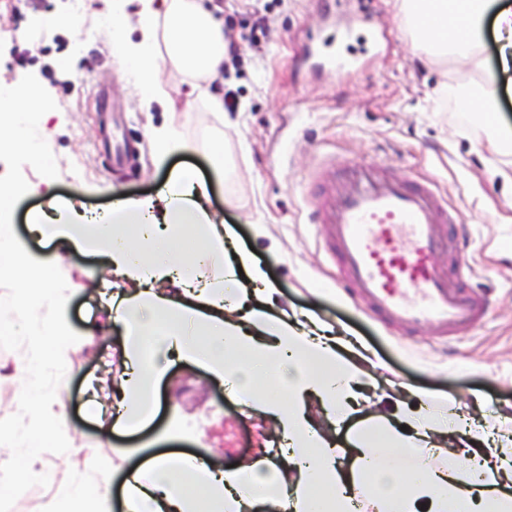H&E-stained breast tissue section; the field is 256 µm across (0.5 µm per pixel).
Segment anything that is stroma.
Listing matches in <instances>:
<instances>
[{
    "instance_id": "stroma-1",
    "label": "stroma",
    "mask_w": 512,
    "mask_h": 512,
    "mask_svg": "<svg viewBox=\"0 0 512 512\" xmlns=\"http://www.w3.org/2000/svg\"><path fill=\"white\" fill-rule=\"evenodd\" d=\"M112 4L84 0L83 25L95 31L84 42L66 26L44 25L67 16V0H0V23L10 27L0 36V85L27 75L31 91L48 88L44 109L53 115L45 162L19 149L0 152V177L19 190L13 234L29 250L58 257L56 285L70 291L73 326L94 330L92 345L68 353L65 377L54 389L69 409L67 448L54 446L51 427L30 401L21 372L28 336L6 331L15 347L0 350V371L8 375L0 381V490L22 466L27 444L50 473L48 485L30 484L12 497L10 512H50L62 489L79 480L100 483L114 465L186 451L220 469L266 457L279 440L271 419L230 398L201 368L177 360L157 385L149 426L104 431L114 416L112 391L123 376L126 344L101 295L108 265L29 231L36 216L57 204L111 216L116 195H154L174 168L210 177L207 143L224 156V182L212 187L209 207L265 268L279 305L332 327L337 340L362 355L365 397L356 413L335 427L318 402L309 403L307 413L322 430L347 444L357 426L381 421L389 398L411 408L423 398L441 401L464 420L512 428V197L500 177L512 174V153L488 147L493 137L512 142V82L499 78L494 118L448 110L454 91H476L477 77L452 58L434 60L418 49L392 0H218L239 60L225 64L212 89L233 90L237 111L211 110L192 81L167 65L159 77L176 89L175 109L147 112L139 90L114 74L117 63L100 28ZM314 47L326 56H354L356 66L345 73L315 66ZM101 89L124 103L119 121L140 148L126 174L113 172L102 148ZM166 124L187 149L162 161L152 132ZM325 155L340 167L374 160L391 175L436 184L461 214L460 223L444 225L453 249L436 263L444 271L473 268L471 286L490 294L480 328L448 338L427 327L408 331L369 315L345 293L319 226L307 221L305 187Z\"/></svg>"
}]
</instances>
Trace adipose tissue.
Returning a JSON list of instances; mask_svg holds the SVG:
<instances>
[{
  "mask_svg": "<svg viewBox=\"0 0 512 512\" xmlns=\"http://www.w3.org/2000/svg\"><path fill=\"white\" fill-rule=\"evenodd\" d=\"M163 9H156V2ZM135 13L113 12L103 28L126 75L140 87L142 107L168 106L173 95L158 78L168 64L199 82V96L222 110L221 98L208 88L224 71V29L199 0H138ZM420 40L428 48L450 41L454 59L475 73L486 70L476 49L485 17H492L500 41L499 70L512 73V5L495 0H400ZM138 39H130V31ZM42 94L18 80L0 90V124L13 141L37 161H45L46 139L31 132L48 116ZM210 187L192 171H173L155 197L116 198L112 220L86 223L84 215L53 217L32 225L38 236L106 255L112 271L128 286L109 295L114 321L131 338L125 354L114 425L135 430L153 413L156 386L169 356L197 364L225 381L238 398H252L278 427L282 448L274 459L214 469L194 454L150 458L144 468L122 476L125 512H512V431L492 432L432 413L430 408L399 410L366 432L354 446L350 469H342L332 439L307 415L316 399L328 417L344 421L357 405L363 371L337 350L322 327L308 328L288 313L275 312L277 289L253 254L224 247L226 230L208 209ZM17 195L0 179V267L36 271L25 289L35 318L26 371L39 390L40 418L56 425L55 445L70 440L62 423L65 407L42 390L46 373L63 375L71 348L91 343L92 334L76 331L69 296L53 288L55 262L17 242L10 224V203ZM200 240L195 250L180 246L185 226ZM222 260L224 275L208 279L206 268ZM265 392L252 394L255 379ZM490 439L502 453L488 461L472 449L465 468L437 464L433 433Z\"/></svg>",
  "mask_w": 512,
  "mask_h": 512,
  "instance_id": "ef3b65f1",
  "label": "adipose tissue"
}]
</instances>
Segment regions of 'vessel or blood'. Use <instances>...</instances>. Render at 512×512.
Returning <instances> with one entry per match:
<instances>
[{
    "label": "vessel or blood",
    "instance_id": "b4317fda",
    "mask_svg": "<svg viewBox=\"0 0 512 512\" xmlns=\"http://www.w3.org/2000/svg\"><path fill=\"white\" fill-rule=\"evenodd\" d=\"M320 190L309 204L308 221L325 227V239L345 290L368 311L407 330L429 327L456 336L482 325L484 295L454 287L466 268L440 272L439 225L455 224L433 184H414L386 173L379 164L336 170L319 161Z\"/></svg>",
    "mask_w": 512,
    "mask_h": 512
}]
</instances>
